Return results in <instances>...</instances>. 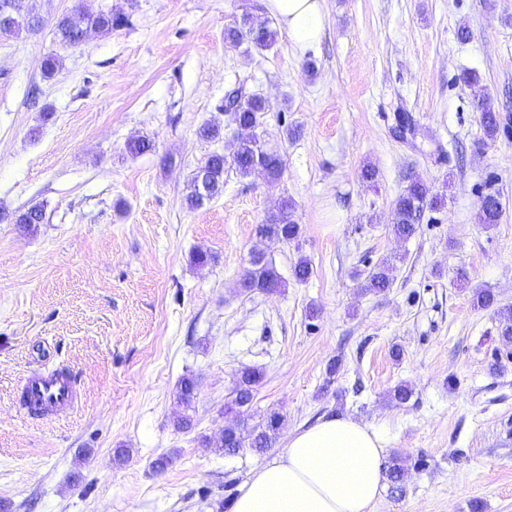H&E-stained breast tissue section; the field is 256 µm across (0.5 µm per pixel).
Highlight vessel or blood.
<instances>
[{"mask_svg": "<svg viewBox=\"0 0 512 512\" xmlns=\"http://www.w3.org/2000/svg\"><path fill=\"white\" fill-rule=\"evenodd\" d=\"M19 390L22 408L37 421L56 419L73 409L79 400L75 374L65 366L29 373L22 379Z\"/></svg>", "mask_w": 512, "mask_h": 512, "instance_id": "b4317fda", "label": "vessel or blood"}]
</instances>
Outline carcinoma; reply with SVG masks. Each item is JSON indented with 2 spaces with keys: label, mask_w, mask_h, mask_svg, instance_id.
<instances>
[{
  "label": "carcinoma",
  "mask_w": 512,
  "mask_h": 512,
  "mask_svg": "<svg viewBox=\"0 0 512 512\" xmlns=\"http://www.w3.org/2000/svg\"><path fill=\"white\" fill-rule=\"evenodd\" d=\"M122 25V19L110 12L90 11L84 0H77L70 12L63 14L54 23V34L63 45L80 44L88 29L108 35ZM44 26V19L31 5H26L22 14L0 23V36H18L22 33H35ZM277 32L265 21H260L249 13L242 15L240 24L230 27L224 32V39L236 47L247 43L256 50H266L276 41ZM463 82L475 90V109L479 114V123L484 135L493 140L501 131L502 122L499 111L490 95L481 90L480 80L476 72L470 71L462 75ZM269 111L268 101L258 95H250L235 112L238 123L242 126L264 124ZM263 168L267 176L273 180L282 177L284 166L281 157L274 151L264 148L254 138L236 140L231 154L211 153L205 162L192 174L184 197L186 206L197 210L224 194V173L232 168L236 174L247 177L258 168ZM488 204L480 208L477 214L479 224L499 223L502 205L494 200V194H487ZM444 204L443 197L434 192L433 186L423 177H412L404 191L396 198L392 208L391 226L394 235L408 239L415 235L419 224L423 223L426 213L440 209ZM43 220V209L33 205L16 217V223L27 232L34 231ZM260 238L276 243H288L299 237L300 224L294 219V210L288 202L268 219L257 226ZM392 284L387 263L371 268L360 282V288L370 293L386 292ZM240 287L245 292H276L285 287V281L278 272L273 261L266 254L257 251L250 259V267L240 280ZM263 379V371L258 367L246 366L241 369L227 410L243 414L247 411L254 398V391ZM283 416L273 412L264 420L249 424L245 420L224 426L221 439L216 448L224 455L231 457L249 449L257 454H264L276 442L282 426ZM406 472V460L400 456L391 459L386 470L388 480L398 485L403 481Z\"/></svg>",
  "instance_id": "obj_1"
}]
</instances>
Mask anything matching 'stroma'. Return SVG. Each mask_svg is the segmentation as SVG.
Returning a JSON list of instances; mask_svg holds the SVG:
<instances>
[{"label":"stroma","instance_id":"obj_1","mask_svg":"<svg viewBox=\"0 0 512 512\" xmlns=\"http://www.w3.org/2000/svg\"><path fill=\"white\" fill-rule=\"evenodd\" d=\"M74 3L34 0L43 28L0 37V512H215L331 413L407 459L374 512H512V343L496 309L473 305L488 288L512 308V0H323L319 42L281 31L262 52L229 47L224 30L245 11L269 19L264 0H87L125 23L65 47L53 23ZM50 54L62 66L47 79ZM467 69L508 123L497 140ZM238 81L270 104L260 134L284 175L228 172L220 198L188 209L193 172L236 140L218 107ZM403 112L413 130L399 137ZM211 120L222 139L199 137ZM137 138L151 150L131 154ZM416 174L444 204L402 240L392 204ZM490 192L503 213L487 227L476 214ZM285 200L298 239L261 240ZM35 204L45 218L27 233L15 217ZM255 249L281 292L239 290ZM198 251L207 265L191 264ZM302 256L312 274L299 282ZM383 261L391 288L361 290L357 272ZM61 365L77 406L27 418L21 378ZM245 366L263 372L251 416L284 421L274 449L227 457L204 441L227 424ZM186 376L193 425L179 430ZM402 382L405 404L389 396Z\"/></svg>","mask_w":512,"mask_h":512}]
</instances>
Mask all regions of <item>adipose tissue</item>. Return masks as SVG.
Wrapping results in <instances>:
<instances>
[{
    "label": "adipose tissue",
    "instance_id": "adipose-tissue-1",
    "mask_svg": "<svg viewBox=\"0 0 512 512\" xmlns=\"http://www.w3.org/2000/svg\"><path fill=\"white\" fill-rule=\"evenodd\" d=\"M281 31L296 45L315 43L326 24L322 0H267ZM385 448L368 426L329 415L288 437L256 467L232 512H374L381 498Z\"/></svg>",
    "mask_w": 512,
    "mask_h": 512
}]
</instances>
